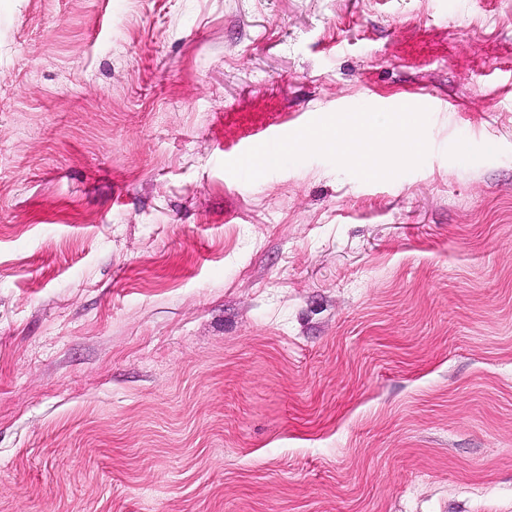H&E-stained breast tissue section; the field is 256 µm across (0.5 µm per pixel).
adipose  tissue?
I'll return each instance as SVG.
<instances>
[{"label":"adipose tissue","instance_id":"obj_1","mask_svg":"<svg viewBox=\"0 0 512 512\" xmlns=\"http://www.w3.org/2000/svg\"><path fill=\"white\" fill-rule=\"evenodd\" d=\"M416 122L409 117L361 115L341 126L336 143L345 163L366 171L394 169L408 158L407 145L416 141Z\"/></svg>","mask_w":512,"mask_h":512}]
</instances>
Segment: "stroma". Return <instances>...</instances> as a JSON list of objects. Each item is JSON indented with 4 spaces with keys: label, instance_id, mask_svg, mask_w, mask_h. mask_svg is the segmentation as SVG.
Here are the masks:
<instances>
[{
    "label": "stroma",
    "instance_id": "stroma-1",
    "mask_svg": "<svg viewBox=\"0 0 512 512\" xmlns=\"http://www.w3.org/2000/svg\"><path fill=\"white\" fill-rule=\"evenodd\" d=\"M0 512H512V0H0ZM416 122L410 117L393 118L386 115H361L356 122L336 126V144L346 164L368 172L395 169L408 158L407 145L417 143ZM398 131L408 138L397 137Z\"/></svg>",
    "mask_w": 512,
    "mask_h": 512
}]
</instances>
